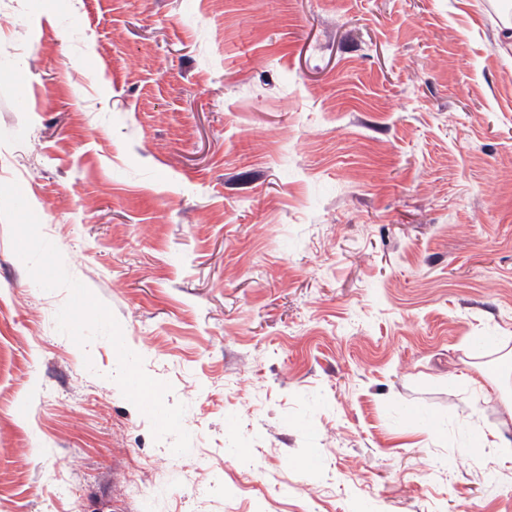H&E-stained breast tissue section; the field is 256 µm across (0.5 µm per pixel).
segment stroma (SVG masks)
<instances>
[{
  "mask_svg": "<svg viewBox=\"0 0 512 512\" xmlns=\"http://www.w3.org/2000/svg\"><path fill=\"white\" fill-rule=\"evenodd\" d=\"M497 0H0V183L184 403L154 441L0 219V512H512Z\"/></svg>",
  "mask_w": 512,
  "mask_h": 512,
  "instance_id": "obj_1",
  "label": "stroma"
}]
</instances>
